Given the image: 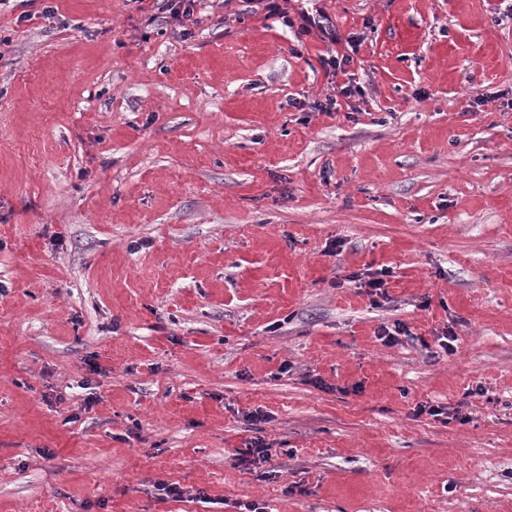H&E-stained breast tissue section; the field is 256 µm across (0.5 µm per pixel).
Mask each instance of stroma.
I'll list each match as a JSON object with an SVG mask.
<instances>
[{
  "label": "stroma",
  "instance_id": "35a3bbf8",
  "mask_svg": "<svg viewBox=\"0 0 512 512\" xmlns=\"http://www.w3.org/2000/svg\"><path fill=\"white\" fill-rule=\"evenodd\" d=\"M286 8L0 0V512H512V0ZM336 96H328L325 98V102H320L318 104V110L322 112H333L338 110V107L342 105L338 102L337 97L340 96L344 99L347 109L350 112H358L357 108L353 103L350 102L352 97H355L359 91L354 87L350 78L345 81L343 84L336 83ZM338 106V107H337ZM235 460L238 466L251 470L250 466H256L268 462L271 457V448H267L259 438H255L246 445V448L235 449Z\"/></svg>",
  "mask_w": 512,
  "mask_h": 512
}]
</instances>
